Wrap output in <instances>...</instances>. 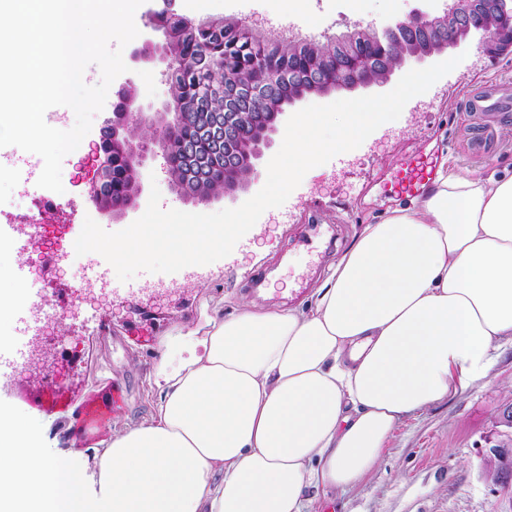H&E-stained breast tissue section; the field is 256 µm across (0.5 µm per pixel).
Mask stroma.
I'll list each match as a JSON object with an SVG mask.
<instances>
[{
	"label": "stroma",
	"instance_id": "35a3bbf8",
	"mask_svg": "<svg viewBox=\"0 0 512 512\" xmlns=\"http://www.w3.org/2000/svg\"><path fill=\"white\" fill-rule=\"evenodd\" d=\"M167 4L182 13L183 0H144L137 9L139 35L123 50L128 70L111 84L109 99H116L124 87L134 88L145 108L170 98L171 88L162 81L158 65L140 64L132 57L146 40H158L152 15ZM204 6L216 17L255 21L320 40L356 22L380 28L416 9L438 11L444 0H360L354 14L345 0H306L301 16L288 22L278 17L280 0H205ZM467 52L451 72L409 101L397 120L384 123L361 146L346 152L342 166L323 164L309 170L294 191V207L266 210L246 233V246H235L213 263L186 267L175 280L139 273L134 291L113 289L111 307L84 304L77 315L61 319L60 343L45 352L59 388H42L24 372L0 378V413L27 421L44 459L67 458L74 470L84 473L92 449L112 433L149 419L158 399L150 386L155 368L189 357L193 340L204 336L210 322L246 302L264 308L299 304V297L290 293L296 277L316 288L364 225L378 223L396 206L409 205L390 180L403 161L422 156L478 172L512 170V120L496 126L499 148L494 155L471 161L464 152L475 124L459 106L463 92L481 82L512 81V52L490 58L475 40ZM111 116L108 107L96 113L90 132L62 161L61 180L74 209L39 211L41 189L27 168L13 167L0 177V237L11 240L18 257L11 279L17 283L39 274L40 293L61 306L74 303L78 290L93 285L92 278L71 273V255L85 219L109 232L117 229L92 200L96 171L88 154ZM282 140L274 135L247 191L207 204L184 201L171 191L162 156L149 159L146 172L156 179L162 208L214 213L240 206L264 186L267 161ZM35 220L42 222L41 235L51 240V248L37 247L22 234V226ZM305 224L335 228L332 250L312 265L306 262L307 249L322 247L323 241L301 243ZM167 338L172 341L168 347L163 344ZM510 405L512 344L505 342L492 350L483 377L405 419L364 482L337 495L335 512H512V492L488 480L483 470L485 458L501 439V412Z\"/></svg>",
	"mask_w": 512,
	"mask_h": 512
}]
</instances>
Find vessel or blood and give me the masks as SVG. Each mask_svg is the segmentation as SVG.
Here are the masks:
<instances>
[{"mask_svg": "<svg viewBox=\"0 0 512 512\" xmlns=\"http://www.w3.org/2000/svg\"><path fill=\"white\" fill-rule=\"evenodd\" d=\"M465 106L475 117L478 127L468 154L476 159L486 158L493 150L492 128L497 117L512 110V83L499 81L484 84L468 95ZM433 171L431 162L412 160L396 172L394 182L402 192L420 195L430 183Z\"/></svg>", "mask_w": 512, "mask_h": 512, "instance_id": "obj_1", "label": "vessel or blood"}]
</instances>
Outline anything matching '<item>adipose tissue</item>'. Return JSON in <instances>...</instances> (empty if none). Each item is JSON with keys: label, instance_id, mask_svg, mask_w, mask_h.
Instances as JSON below:
<instances>
[{"label": "adipose tissue", "instance_id": "ef3b65f1", "mask_svg": "<svg viewBox=\"0 0 512 512\" xmlns=\"http://www.w3.org/2000/svg\"><path fill=\"white\" fill-rule=\"evenodd\" d=\"M512 340V174L454 167L367 224L300 305H245L160 368L149 420L94 449L98 512H306ZM62 459L0 416V512H79Z\"/></svg>", "mask_w": 512, "mask_h": 512}]
</instances>
